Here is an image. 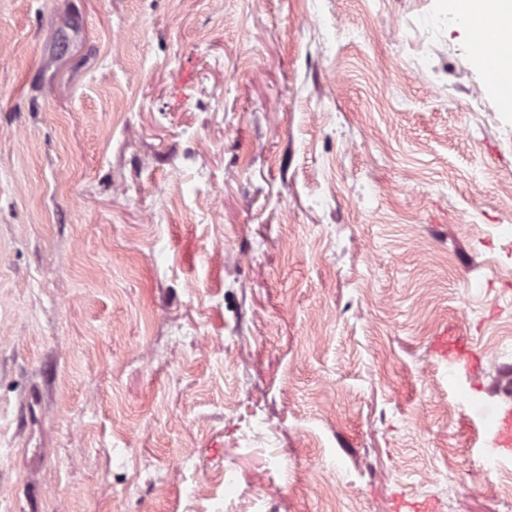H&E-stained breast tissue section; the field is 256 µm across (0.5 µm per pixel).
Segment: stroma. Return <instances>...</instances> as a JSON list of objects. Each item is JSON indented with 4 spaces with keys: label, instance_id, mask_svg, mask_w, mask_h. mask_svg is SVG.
Returning <instances> with one entry per match:
<instances>
[{
    "label": "stroma",
    "instance_id": "obj_1",
    "mask_svg": "<svg viewBox=\"0 0 512 512\" xmlns=\"http://www.w3.org/2000/svg\"><path fill=\"white\" fill-rule=\"evenodd\" d=\"M470 46L445 0H0V512H512ZM494 448L503 457L512 455V413L511 410H502L498 415V432L496 434Z\"/></svg>",
    "mask_w": 512,
    "mask_h": 512
}]
</instances>
